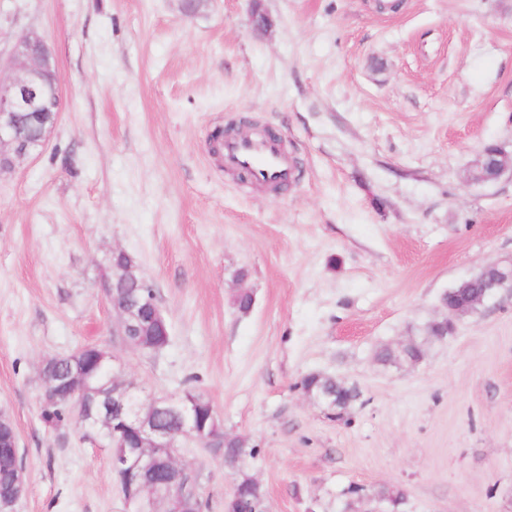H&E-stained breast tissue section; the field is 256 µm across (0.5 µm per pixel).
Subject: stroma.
<instances>
[{
	"instance_id": "stroma-1",
	"label": "stroma",
	"mask_w": 512,
	"mask_h": 512,
	"mask_svg": "<svg viewBox=\"0 0 512 512\" xmlns=\"http://www.w3.org/2000/svg\"><path fill=\"white\" fill-rule=\"evenodd\" d=\"M0 0V65L47 42L63 108L0 176V411L18 436L19 512H128L111 451L41 416L43 360L96 344L142 400L192 389L246 440L267 512H512V295L457 320L422 362L375 352L418 335L443 292L512 256V178L471 182L484 145L512 152V0ZM247 117L295 161L274 193L225 172L211 137ZM135 256L170 329L159 353L114 336L102 288ZM252 293L240 313L233 298ZM311 372L356 385L328 418ZM201 512L232 479L178 450ZM367 499L348 501L349 486Z\"/></svg>"
}]
</instances>
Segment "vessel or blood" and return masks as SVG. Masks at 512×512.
<instances>
[{
  "mask_svg": "<svg viewBox=\"0 0 512 512\" xmlns=\"http://www.w3.org/2000/svg\"><path fill=\"white\" fill-rule=\"evenodd\" d=\"M224 166L231 171L249 170L257 180L282 185L292 175L287 155L274 141L263 138H231L225 141Z\"/></svg>",
  "mask_w": 512,
  "mask_h": 512,
  "instance_id": "b4317fda",
  "label": "vessel or blood"
}]
</instances>
